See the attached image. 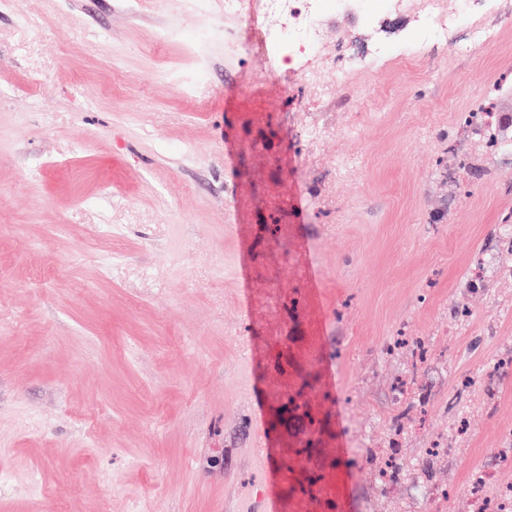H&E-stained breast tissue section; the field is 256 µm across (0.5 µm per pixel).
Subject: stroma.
<instances>
[{"label": "stroma", "instance_id": "1", "mask_svg": "<svg viewBox=\"0 0 512 512\" xmlns=\"http://www.w3.org/2000/svg\"><path fill=\"white\" fill-rule=\"evenodd\" d=\"M490 21L491 50L428 54L354 0L321 91L224 0L0 9V512H433L414 484L474 512V470L512 484V367L465 385L512 355V171L457 141L512 114V0Z\"/></svg>", "mask_w": 512, "mask_h": 512}]
</instances>
